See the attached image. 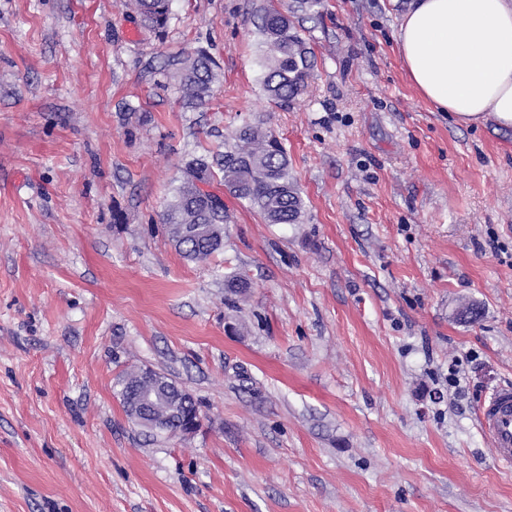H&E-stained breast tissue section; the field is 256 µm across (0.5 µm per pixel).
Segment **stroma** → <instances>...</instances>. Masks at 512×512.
I'll list each match as a JSON object with an SVG mask.
<instances>
[{"label": "stroma", "instance_id": "obj_1", "mask_svg": "<svg viewBox=\"0 0 512 512\" xmlns=\"http://www.w3.org/2000/svg\"><path fill=\"white\" fill-rule=\"evenodd\" d=\"M262 2L173 0L160 36L125 0H0V512H512L477 418L512 384V128L412 85L410 0H283L315 67L271 102ZM195 49L201 108L171 65ZM247 123L286 148L303 221L215 186L224 249L188 262L162 214ZM133 364L199 401L192 437L127 417ZM179 80L181 97L186 105L199 107L210 97L212 84L217 79V65L203 49L173 60Z\"/></svg>", "mask_w": 512, "mask_h": 512}]
</instances>
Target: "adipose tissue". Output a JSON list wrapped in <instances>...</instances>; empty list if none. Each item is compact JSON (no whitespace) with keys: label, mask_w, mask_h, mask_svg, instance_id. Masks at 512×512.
Returning a JSON list of instances; mask_svg holds the SVG:
<instances>
[{"label":"adipose tissue","mask_w":512,"mask_h":512,"mask_svg":"<svg viewBox=\"0 0 512 512\" xmlns=\"http://www.w3.org/2000/svg\"><path fill=\"white\" fill-rule=\"evenodd\" d=\"M395 40L436 110L465 126L512 127V0H412Z\"/></svg>","instance_id":"obj_1"}]
</instances>
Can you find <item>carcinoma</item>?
Listing matches in <instances>:
<instances>
[{
    "label": "carcinoma",
    "instance_id": "carcinoma-1",
    "mask_svg": "<svg viewBox=\"0 0 512 512\" xmlns=\"http://www.w3.org/2000/svg\"><path fill=\"white\" fill-rule=\"evenodd\" d=\"M140 24L157 33L167 27L171 0H128ZM258 37L259 82L267 98L285 105L307 88L314 67L308 39L280 8V0H267L254 21ZM181 97L199 107L210 97L217 79L216 64L203 49L174 61ZM233 196L247 201L269 224H299L304 214L301 192L293 182L285 147L260 125H246L224 139V152L208 159L192 158L185 164L184 182L163 213L169 240L187 261H207L224 244V200L201 186L215 179Z\"/></svg>",
    "mask_w": 512,
    "mask_h": 512
}]
</instances>
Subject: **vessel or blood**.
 Instances as JSON below:
<instances>
[{
    "instance_id": "obj_1",
    "label": "vessel or blood",
    "mask_w": 512,
    "mask_h": 512,
    "mask_svg": "<svg viewBox=\"0 0 512 512\" xmlns=\"http://www.w3.org/2000/svg\"><path fill=\"white\" fill-rule=\"evenodd\" d=\"M480 427L487 437L497 463L512 468V387L493 389L478 410Z\"/></svg>"
}]
</instances>
